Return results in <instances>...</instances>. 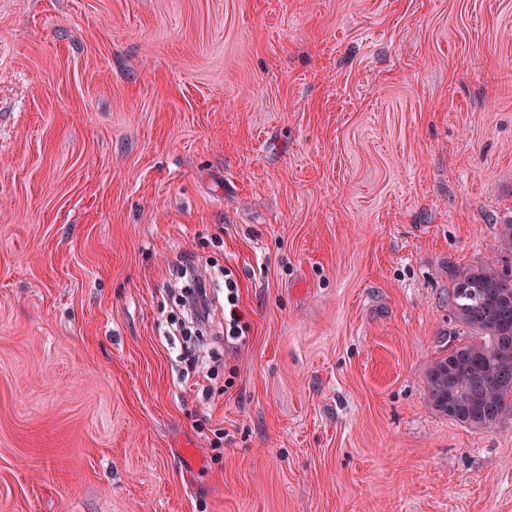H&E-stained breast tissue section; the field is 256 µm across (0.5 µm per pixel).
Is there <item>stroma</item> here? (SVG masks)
Instances as JSON below:
<instances>
[{
    "label": "stroma",
    "mask_w": 512,
    "mask_h": 512,
    "mask_svg": "<svg viewBox=\"0 0 512 512\" xmlns=\"http://www.w3.org/2000/svg\"><path fill=\"white\" fill-rule=\"evenodd\" d=\"M506 224L512 0H0V512H512L425 382ZM237 301V282L224 270V309H226V304L229 306L228 317H226V313L224 314V335L233 339H240L243 335V328L239 325L240 321L236 314Z\"/></svg>",
    "instance_id": "35a3bbf8"
}]
</instances>
